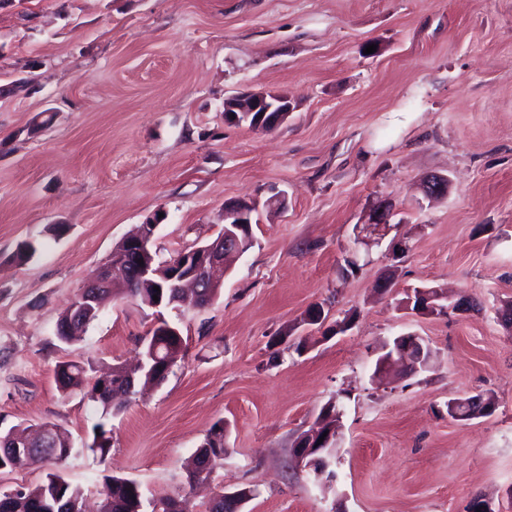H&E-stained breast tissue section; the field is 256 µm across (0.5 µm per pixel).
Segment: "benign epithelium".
<instances>
[{
  "label": "benign epithelium",
  "instance_id": "obj_1",
  "mask_svg": "<svg viewBox=\"0 0 512 512\" xmlns=\"http://www.w3.org/2000/svg\"><path fill=\"white\" fill-rule=\"evenodd\" d=\"M297 105L287 94L265 90L239 92L224 100V120L230 124L246 125L255 130H271L286 122ZM449 180L442 174H432L424 180L423 193L431 201L441 200L448 194ZM252 224V208L246 204H237L224 208V231L222 235L190 251L180 253L165 265H157L153 253V237L158 220H148L139 230L123 239L116 246L108 262L96 270L88 284L110 282L117 283L131 271L139 279H147L151 285L160 288L167 284H176L178 288L191 290L203 286L220 288L223 283L214 276L218 268H227L229 261L239 258L244 251L241 240L248 239ZM143 263H138V260ZM448 297L435 287L417 288L407 293L403 301L406 309H416L418 314H430L435 310L466 312L471 309L469 299L459 297L447 306ZM431 358L428 343L413 333L402 334L394 344L385 348L378 360V370L394 368L407 361L409 373L424 369ZM474 403L477 408L470 411V418H478L495 407V400L488 393H477L448 402V416L457 417L458 406ZM340 416L332 405H327L322 414V423L315 425L295 441L292 453L295 459L312 470L317 478L333 481L336 474L332 463L323 454V449L336 447ZM254 496V489L240 488L224 493V497L235 502L236 512Z\"/></svg>",
  "mask_w": 512,
  "mask_h": 512
}]
</instances>
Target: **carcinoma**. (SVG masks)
<instances>
[{"instance_id":"cac0c4a2","label":"carcinoma","mask_w":512,"mask_h":512,"mask_svg":"<svg viewBox=\"0 0 512 512\" xmlns=\"http://www.w3.org/2000/svg\"><path fill=\"white\" fill-rule=\"evenodd\" d=\"M176 289L164 288L162 292L136 282L127 283L123 288H113L110 295L130 297L147 306L153 303V297L159 295L163 302H170ZM101 309L92 302L83 303L81 319L72 321V307H67L58 317L55 324V335L61 342L71 340V335L85 331L90 324L98 319ZM156 336L151 335L144 339L142 357H150L148 363L153 365L154 375L141 372L135 376L121 366H114L104 373V376L112 378V383L118 384V388L128 394L139 381L157 382L163 380L159 365L169 361L171 365L183 358V345L170 343L160 348H155ZM94 371L93 363L63 361L56 367L55 377L61 391L68 392L73 389L85 390V396L89 401L99 404L103 412H112V400L115 397V388L103 383L102 377L93 378L90 373ZM30 427L10 428L0 434V470H16L24 466L28 458L23 454H15L9 447L10 438L15 433H25ZM221 427H215L206 437L202 448L195 454L194 467L188 475V482H205L212 479L213 474L224 463V436L219 434ZM112 447L111 437L103 424L95 427V434L89 450L100 458H105ZM34 452L49 459L65 460L73 453V445L69 435L58 429H53L50 441L33 444ZM108 491L99 503L101 512H172V495H163L147 500L141 491L140 485L133 480L112 476L107 478ZM84 501V490L81 486L72 483L60 473H50L46 479L34 486H25L17 495H11L9 491L0 490V512H81Z\"/></svg>"}]
</instances>
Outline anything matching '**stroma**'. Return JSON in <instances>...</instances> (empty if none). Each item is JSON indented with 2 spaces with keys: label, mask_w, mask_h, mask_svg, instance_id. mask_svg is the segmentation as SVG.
Returning a JSON list of instances; mask_svg holds the SVG:
<instances>
[{
  "label": "stroma",
  "mask_w": 512,
  "mask_h": 512,
  "mask_svg": "<svg viewBox=\"0 0 512 512\" xmlns=\"http://www.w3.org/2000/svg\"><path fill=\"white\" fill-rule=\"evenodd\" d=\"M259 89L297 110L271 131L225 122V98ZM436 173L451 183L431 203L419 185ZM280 194L286 210H268ZM386 200V234L363 238ZM238 201L256 207L253 244L209 306L158 315L117 297L79 340L56 339L59 314L148 217H162L164 264L214 240ZM51 224L67 234L47 240ZM24 241L38 249L18 265ZM418 287L478 307L419 315L402 305ZM508 302L512 0H0V431L48 422L76 447L0 471V488L59 471L94 504L119 476L202 512L211 490L189 487L186 466L220 422L217 480L253 488L245 512H469L477 498L512 512ZM316 305L325 320L307 324ZM160 316L185 347L160 384L110 415L58 388L62 361L134 364ZM408 332L429 366L376 372ZM478 392L491 415L449 417L450 399ZM331 401L337 479L324 483L291 448Z\"/></svg>",
  "instance_id": "stroma-1"
}]
</instances>
